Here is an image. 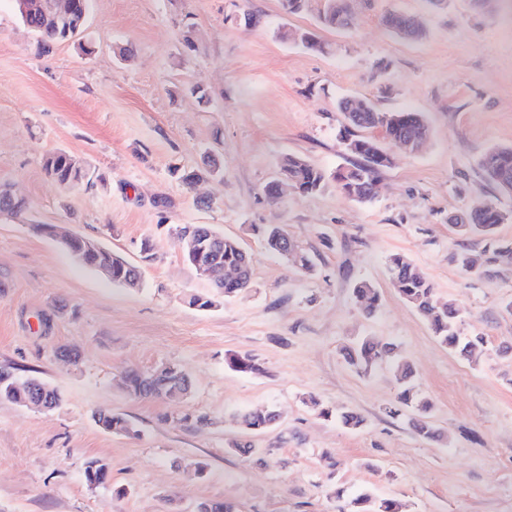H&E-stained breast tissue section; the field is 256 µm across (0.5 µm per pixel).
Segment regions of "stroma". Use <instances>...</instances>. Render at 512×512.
I'll return each mask as SVG.
<instances>
[{
  "label": "stroma",
  "instance_id": "1",
  "mask_svg": "<svg viewBox=\"0 0 512 512\" xmlns=\"http://www.w3.org/2000/svg\"><path fill=\"white\" fill-rule=\"evenodd\" d=\"M392 11L417 17L424 37H394L382 22ZM246 14L252 26L241 24ZM283 26L325 51L282 42ZM37 40L14 0H0V187L26 202L0 214V371L63 397L50 411L0 400V512H195L211 499L239 512H339L362 491L407 512H512V356L497 352L512 346V268L494 278L463 269L459 253L486 242L448 222L492 200L511 215L497 236L512 242V194L478 167L489 149L512 147V0H366L343 30L312 10L286 14L281 0H90L79 39L47 54ZM345 97L422 113L429 142L417 152L386 143L392 162L370 202L333 181L271 202L264 188L286 155L329 174L347 164ZM58 151L99 182L69 191L48 178L44 160ZM210 155L221 175L189 188L171 173L204 169ZM39 224L98 240L140 267L139 287L76 262ZM189 224L240 243L251 288L211 310L189 305L211 291L175 234ZM267 226L298 242L312 273L267 250ZM395 253L455 302L464 334L488 337L478 360L451 353L393 288ZM362 281L380 293L370 317L353 295ZM366 336L410 362L439 440L413 432L412 411L388 415L398 383L387 363L362 374L345 361L343 346ZM62 346L77 363L58 357ZM243 353L263 373L229 366ZM162 364L189 376L187 396L129 395L126 370ZM311 395L361 414L363 426L320 417ZM255 408L274 410L275 426L234 423ZM102 409L124 415L131 432L102 429ZM235 442L253 456L232 451ZM92 458L108 463V483L86 482Z\"/></svg>",
  "mask_w": 512,
  "mask_h": 512
}]
</instances>
